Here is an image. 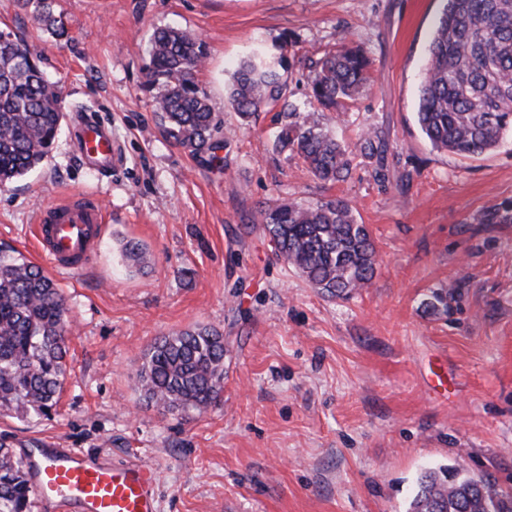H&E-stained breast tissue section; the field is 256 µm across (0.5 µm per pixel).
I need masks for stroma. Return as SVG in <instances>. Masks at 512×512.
I'll return each instance as SVG.
<instances>
[{
  "instance_id": "1",
  "label": "stroma",
  "mask_w": 512,
  "mask_h": 512,
  "mask_svg": "<svg viewBox=\"0 0 512 512\" xmlns=\"http://www.w3.org/2000/svg\"><path fill=\"white\" fill-rule=\"evenodd\" d=\"M57 38L22 0H0V31L23 39L63 95L49 158L0 188V242L45 266L40 208L83 196L107 212L86 268L58 273L68 311L67 374L50 416H0V444L31 437L159 475L161 512H406L418 472L464 468L512 488V134L463 158L434 149L416 108L443 0H53ZM201 37L200 89L223 121L224 166L193 158L159 130L143 66L156 29ZM294 44L283 47L282 34ZM362 45L373 90L325 115L343 143L370 135L345 181L316 180L273 153V115L242 120L227 100L254 48L286 54L288 99L306 107L312 60ZM112 131L124 163L82 166L75 104ZM342 197L378 250L371 283L347 299L312 288L279 260L261 207ZM150 262L130 271L121 241ZM448 293L435 311L433 290ZM195 325L224 334V389L186 415L148 403L138 374L150 347Z\"/></svg>"
}]
</instances>
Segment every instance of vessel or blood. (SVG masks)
Wrapping results in <instances>:
<instances>
[{"label":"vessel or blood","instance_id":"vessel-or-blood-1","mask_svg":"<svg viewBox=\"0 0 512 512\" xmlns=\"http://www.w3.org/2000/svg\"><path fill=\"white\" fill-rule=\"evenodd\" d=\"M75 146L84 165L109 172L123 163L111 130L98 120L78 122ZM104 221L100 208L82 197L45 206L33 226L37 247L55 271L80 270L96 251ZM21 457L31 491L51 512H160L156 472L145 462H115L43 440Z\"/></svg>","mask_w":512,"mask_h":512}]
</instances>
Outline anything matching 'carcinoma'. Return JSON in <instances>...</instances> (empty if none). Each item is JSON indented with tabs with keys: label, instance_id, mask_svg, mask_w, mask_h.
Masks as SVG:
<instances>
[{
	"label": "carcinoma",
	"instance_id": "cac0c4a2",
	"mask_svg": "<svg viewBox=\"0 0 512 512\" xmlns=\"http://www.w3.org/2000/svg\"><path fill=\"white\" fill-rule=\"evenodd\" d=\"M35 20L65 36L50 0H36ZM207 56L205 42L172 28L156 30L144 70L157 91L162 135L210 163L221 162V120L194 81ZM287 58L252 54L235 71L228 100L241 119L277 110L272 149L301 157L324 182L343 180L350 156L372 155L369 136L346 145L327 130L321 112H345L369 93L374 77L364 49L329 50L307 81L309 108L288 103ZM61 89L48 81L38 54L0 32V187L36 169L52 152L62 127ZM417 123L438 149L461 157L482 155L512 130V0H445L429 44L416 112ZM256 223L277 257L322 294L348 298L373 279L377 250L368 225L344 198L312 204L278 203L259 209ZM121 257L140 269L145 250L133 241ZM68 307L43 269L0 244V414L48 415L57 406L67 372ZM138 382L145 399L170 412H202L224 388V334L198 326L165 336L150 348ZM24 465L0 446V512H29ZM407 512H512V492L487 478L446 466L417 479Z\"/></svg>",
	"mask_w": 512,
	"mask_h": 512
}]
</instances>
